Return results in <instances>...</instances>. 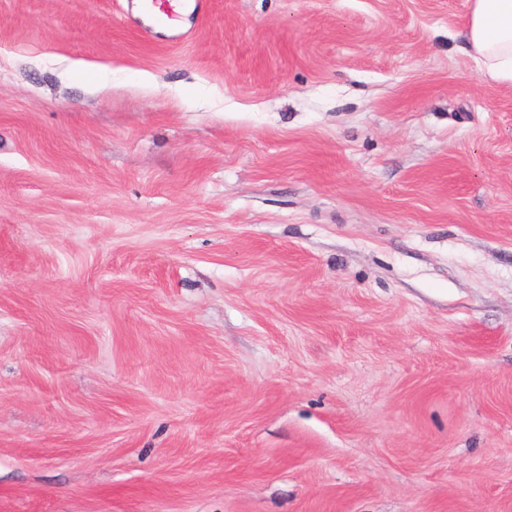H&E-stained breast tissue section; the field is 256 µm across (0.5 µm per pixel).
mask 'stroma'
<instances>
[{"mask_svg": "<svg viewBox=\"0 0 512 512\" xmlns=\"http://www.w3.org/2000/svg\"><path fill=\"white\" fill-rule=\"evenodd\" d=\"M0 0V512H512V87L470 0ZM205 0H151L147 7L155 11L158 15L159 23L146 24L143 19V9H140L141 23L144 28L153 32L156 29H162L168 33L179 29L183 23L194 17L196 13L203 11Z\"/></svg>", "mask_w": 512, "mask_h": 512, "instance_id": "1", "label": "stroma"}]
</instances>
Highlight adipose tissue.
I'll return each instance as SVG.
<instances>
[{
    "label": "adipose tissue",
    "instance_id": "adipose-tissue-1",
    "mask_svg": "<svg viewBox=\"0 0 512 512\" xmlns=\"http://www.w3.org/2000/svg\"><path fill=\"white\" fill-rule=\"evenodd\" d=\"M465 40L484 75L512 86V0H472Z\"/></svg>",
    "mask_w": 512,
    "mask_h": 512
}]
</instances>
